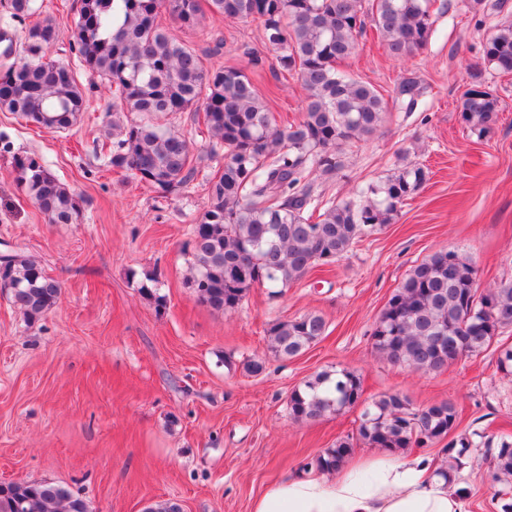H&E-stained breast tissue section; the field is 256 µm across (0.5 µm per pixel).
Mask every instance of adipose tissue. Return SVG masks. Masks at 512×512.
Segmentation results:
<instances>
[{"label": "adipose tissue", "instance_id": "adipose-tissue-1", "mask_svg": "<svg viewBox=\"0 0 512 512\" xmlns=\"http://www.w3.org/2000/svg\"><path fill=\"white\" fill-rule=\"evenodd\" d=\"M375 478L362 484L345 472L313 471L269 488L253 512H466L465 502L430 472L425 457L373 464Z\"/></svg>", "mask_w": 512, "mask_h": 512}]
</instances>
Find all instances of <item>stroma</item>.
<instances>
[{
	"instance_id": "1",
	"label": "stroma",
	"mask_w": 512,
	"mask_h": 512,
	"mask_svg": "<svg viewBox=\"0 0 512 512\" xmlns=\"http://www.w3.org/2000/svg\"><path fill=\"white\" fill-rule=\"evenodd\" d=\"M475 11L468 0H433L427 45L398 61L374 30L358 40L342 70L392 98L403 78L422 88L415 111L390 112L367 141L344 145V168L317 180L321 201L345 198L406 164L423 166V188L395 221L362 237L336 263L314 268L282 294L257 286L235 312L200 304L187 283L186 244L207 202V182L224 164L202 158L193 181L159 198L108 163L112 94L78 70L87 109L71 130L54 132L0 112V252L20 248L63 286L57 306L27 323L0 293V482L69 486L91 512H144L160 499L183 512H252L272 485L303 474L337 441L353 438L349 465L385 457L356 441L366 403L394 392L414 407L454 401L460 432L473 446L457 474L467 512H502L512 480L495 478L487 438L512 441V375L496 347L437 373H415L379 358L372 332L408 269L453 250L476 270V288L512 280V75L482 58V44L512 22V0ZM179 41L215 66L246 69L278 125L300 119L305 94L276 69L258 22L205 16L194 28L167 21ZM264 59L248 65L243 47ZM498 96L494 132L477 138L460 119L474 82ZM39 158L83 200L76 224H52L15 181L17 159ZM156 274L164 301L139 288ZM307 313L324 317L322 339L291 359L270 355L266 328ZM261 374L248 372L254 357ZM347 369L360 379V403L310 423L288 415L291 392L322 371Z\"/></svg>"
}]
</instances>
